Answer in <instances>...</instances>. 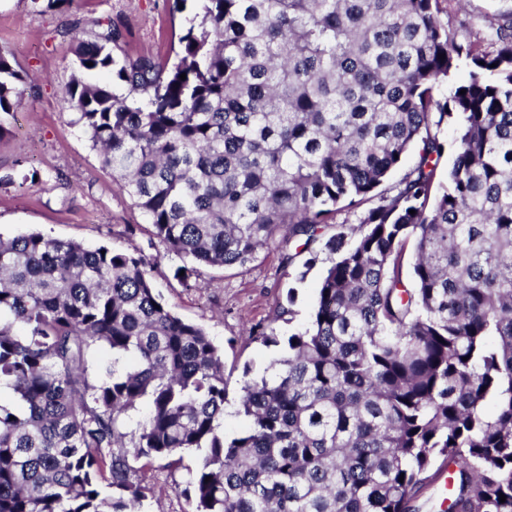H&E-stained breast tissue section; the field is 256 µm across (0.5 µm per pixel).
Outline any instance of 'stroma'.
<instances>
[{"mask_svg":"<svg viewBox=\"0 0 512 512\" xmlns=\"http://www.w3.org/2000/svg\"><path fill=\"white\" fill-rule=\"evenodd\" d=\"M512 10V0H465L451 14L448 28L457 36L478 31L485 18ZM196 11L194 0H72L48 7L46 0H0V53L24 78L20 106L0 116L7 133L0 138V238L30 232L71 239L96 247L138 249L156 259V290L184 320L201 325L224 355L226 403L224 437L232 439L246 421L237 409L245 378L269 376L282 344L309 322L318 285L331 263L319 250L312 268L300 242L270 247L243 267L201 268L196 284L183 286L174 276L180 261L158 258L148 217L137 208L118 180L103 168L85 128L64 99L76 72V38L90 39L111 25L119 39L115 56L174 59L179 38ZM38 182H31V172ZM295 290L290 314H282L288 290ZM274 332L275 341L264 338ZM197 454L185 452L183 468L154 464L148 476L165 512H188L182 494L188 467Z\"/></svg>","mask_w":512,"mask_h":512,"instance_id":"obj_1","label":"stroma"}]
</instances>
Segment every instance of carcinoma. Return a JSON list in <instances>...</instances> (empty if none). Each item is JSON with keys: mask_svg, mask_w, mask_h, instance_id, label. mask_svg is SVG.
<instances>
[{"mask_svg": "<svg viewBox=\"0 0 512 512\" xmlns=\"http://www.w3.org/2000/svg\"><path fill=\"white\" fill-rule=\"evenodd\" d=\"M460 3L202 0L171 66L115 57L110 26L76 40L79 69L126 88L73 76L76 120L181 281L294 240L308 267L339 214L360 229L325 242L309 324L243 382L229 442L224 357L143 255L0 239V512H141L147 468L193 449L190 512H418L444 472L448 512H512V11L460 40ZM21 81L0 54V113Z\"/></svg>", "mask_w": 512, "mask_h": 512, "instance_id": "obj_1", "label": "carcinoma"}]
</instances>
